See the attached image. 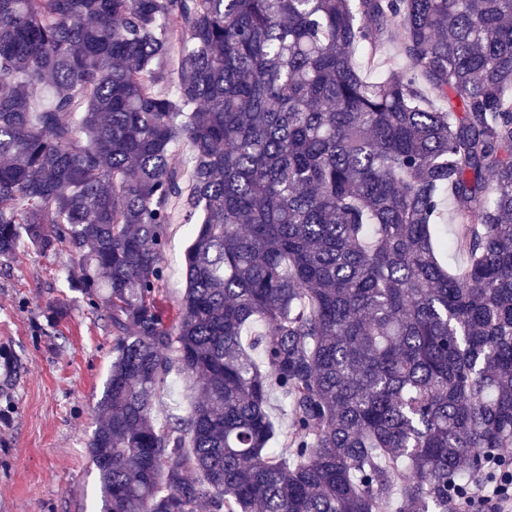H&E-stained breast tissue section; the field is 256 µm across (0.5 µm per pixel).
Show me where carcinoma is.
Segmentation results:
<instances>
[{"instance_id": "obj_1", "label": "carcinoma", "mask_w": 512, "mask_h": 512, "mask_svg": "<svg viewBox=\"0 0 512 512\" xmlns=\"http://www.w3.org/2000/svg\"><path fill=\"white\" fill-rule=\"evenodd\" d=\"M21 244L112 328L99 512H448L512 447V0H0ZM189 224H173L170 241L166 253L169 268V280L166 295L171 300L179 298L185 290V279L182 274L185 251L190 241ZM189 383L182 378V376L178 375L176 372H173L170 378L169 383V391L172 394V398L177 399L182 406V409H188L190 405V391L188 390ZM172 398L168 395H164L161 403L158 407V415L160 418L164 417L168 412H171Z\"/></svg>"}]
</instances>
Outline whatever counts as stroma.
I'll return each mask as SVG.
<instances>
[{
    "instance_id": "obj_1",
    "label": "stroma",
    "mask_w": 512,
    "mask_h": 512,
    "mask_svg": "<svg viewBox=\"0 0 512 512\" xmlns=\"http://www.w3.org/2000/svg\"><path fill=\"white\" fill-rule=\"evenodd\" d=\"M190 227L173 225L166 295L179 298ZM78 268L68 251L0 258V512H96L97 471L87 442L112 365L103 312L70 288ZM66 313L57 322L56 305Z\"/></svg>"
}]
</instances>
